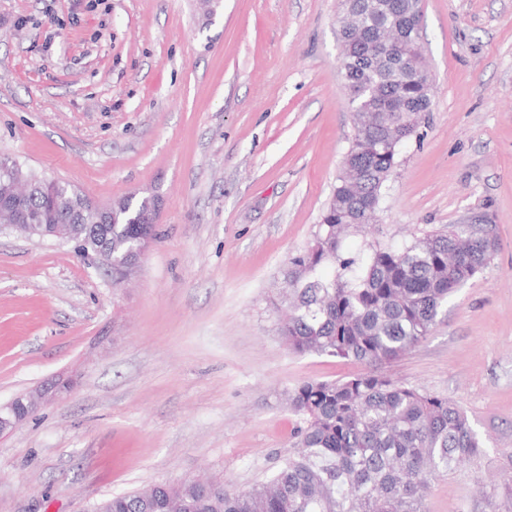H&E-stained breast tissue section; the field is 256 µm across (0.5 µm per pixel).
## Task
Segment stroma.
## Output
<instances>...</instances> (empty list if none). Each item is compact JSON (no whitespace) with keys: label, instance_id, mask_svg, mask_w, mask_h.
<instances>
[{"label":"stroma","instance_id":"35a3bbf8","mask_svg":"<svg viewBox=\"0 0 512 512\" xmlns=\"http://www.w3.org/2000/svg\"><path fill=\"white\" fill-rule=\"evenodd\" d=\"M433 87L380 220L343 251L486 217L491 263L385 371L458 402L485 443L430 512L512 486V0H421ZM339 0H0V158L95 205L157 196L136 274L0 232V406L53 383L0 434V512H90L204 476L250 488L287 455L288 389L361 364L289 350L273 303L314 241L354 133Z\"/></svg>","mask_w":512,"mask_h":512}]
</instances>
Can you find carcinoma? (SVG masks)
<instances>
[{"mask_svg":"<svg viewBox=\"0 0 512 512\" xmlns=\"http://www.w3.org/2000/svg\"><path fill=\"white\" fill-rule=\"evenodd\" d=\"M351 0L367 41L354 47L360 66L342 70L355 89L353 108L376 93L392 103L385 114L365 113L344 157L343 174L323 213L312 246L289 260L288 316L280 327L295 353L337 357L372 370L342 380H307L288 391L299 417L293 451L267 481L247 490L189 479L113 495L91 512H428L432 483L476 462L484 442L466 411L446 398L407 387L379 366L421 343L441 315L448 297L491 262L494 229L448 228L410 244H371L343 256L341 243L352 227L372 223L383 187L398 165L385 131L394 127L404 141L419 137L413 113L425 108L420 61L412 59L419 31L406 26L409 0ZM402 38L394 54L379 53L381 34ZM37 181L15 165L0 166V193L13 191L9 210L39 214L45 224H69L71 207L83 195L61 182L51 194L16 191L18 178ZM158 200L126 197L115 210L107 236L112 259L123 262L136 236L154 233L140 220L159 218ZM333 269L324 277L322 268ZM485 512H512V491L482 492Z\"/></svg>","mask_w":512,"mask_h":512,"instance_id":"obj_1","label":"carcinoma"}]
</instances>
